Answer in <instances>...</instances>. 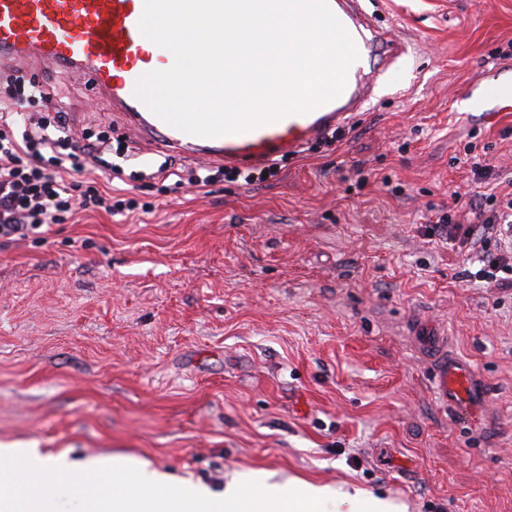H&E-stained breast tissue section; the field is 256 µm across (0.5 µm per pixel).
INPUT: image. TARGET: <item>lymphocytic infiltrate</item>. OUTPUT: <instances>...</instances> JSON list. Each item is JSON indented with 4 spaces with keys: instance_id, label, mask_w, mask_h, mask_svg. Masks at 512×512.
<instances>
[{
    "instance_id": "f902f5d3",
    "label": "lymphocytic infiltrate",
    "mask_w": 512,
    "mask_h": 512,
    "mask_svg": "<svg viewBox=\"0 0 512 512\" xmlns=\"http://www.w3.org/2000/svg\"><path fill=\"white\" fill-rule=\"evenodd\" d=\"M0 103V245L19 241L42 244L45 231L65 223L80 211L109 215L132 212L133 199L114 196L97 180L76 181L87 163L105 175L119 176L121 167L110 161L112 137L108 132L73 134L66 113L51 108L42 84L21 71L5 76ZM43 111L18 126L25 106ZM474 190L456 194V210L436 215L433 231L446 234L453 248L474 259L472 280L512 288V180L506 189L491 185L492 162L473 163ZM495 252H487L488 243Z\"/></svg>"
}]
</instances>
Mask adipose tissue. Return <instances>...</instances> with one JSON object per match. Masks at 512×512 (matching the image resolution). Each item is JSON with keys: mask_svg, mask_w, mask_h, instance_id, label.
Returning <instances> with one entry per match:
<instances>
[{"mask_svg": "<svg viewBox=\"0 0 512 512\" xmlns=\"http://www.w3.org/2000/svg\"><path fill=\"white\" fill-rule=\"evenodd\" d=\"M0 512H400L385 497L274 473L235 474L216 492L122 455L0 444Z\"/></svg>", "mask_w": 512, "mask_h": 512, "instance_id": "adipose-tissue-1", "label": "adipose tissue"}]
</instances>
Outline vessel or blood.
<instances>
[{"instance_id":"vessel-or-blood-1","label":"vessel or blood","mask_w":512,"mask_h":512,"mask_svg":"<svg viewBox=\"0 0 512 512\" xmlns=\"http://www.w3.org/2000/svg\"><path fill=\"white\" fill-rule=\"evenodd\" d=\"M353 38L359 58L346 73L339 96L305 113H291L253 128L202 137L185 133L153 114L135 95L137 80L157 65L139 29L144 0H0V64L61 66L74 73L128 130L166 152L228 168H264L293 156L364 110L382 71L370 62L378 45L387 63L406 48L395 32L373 30L358 0H327ZM512 102V86L497 78L480 82L483 110ZM439 396L450 410L480 406L484 389L471 366L451 353L441 336L427 343Z\"/></svg>"}]
</instances>
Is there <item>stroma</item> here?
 Segmentation results:
<instances>
[{"mask_svg": "<svg viewBox=\"0 0 512 512\" xmlns=\"http://www.w3.org/2000/svg\"><path fill=\"white\" fill-rule=\"evenodd\" d=\"M362 7L399 25L402 69L342 141L250 187L156 178L166 153L67 69L39 72L75 133L128 142L112 186L153 210L80 212L0 248V441L134 456L216 491L266 469L406 512H512V289L471 280L426 227L468 189L466 145L512 178V107L467 106L512 69V0ZM420 324L474 367L480 412L439 402Z\"/></svg>", "mask_w": 512, "mask_h": 512, "instance_id": "stroma-1", "label": "stroma"}]
</instances>
